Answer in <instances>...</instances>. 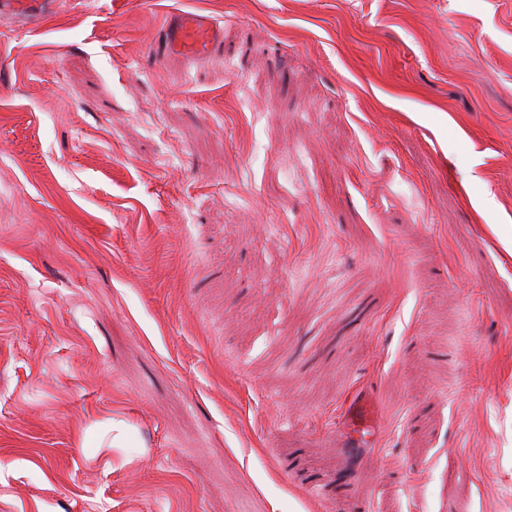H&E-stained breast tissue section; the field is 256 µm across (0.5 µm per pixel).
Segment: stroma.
<instances>
[{"label":"stroma","mask_w":512,"mask_h":512,"mask_svg":"<svg viewBox=\"0 0 512 512\" xmlns=\"http://www.w3.org/2000/svg\"><path fill=\"white\" fill-rule=\"evenodd\" d=\"M0 512H512V0L0 18ZM221 40L222 28L216 20L199 14H180L168 25L164 42L156 51L208 54Z\"/></svg>","instance_id":"stroma-1"}]
</instances>
